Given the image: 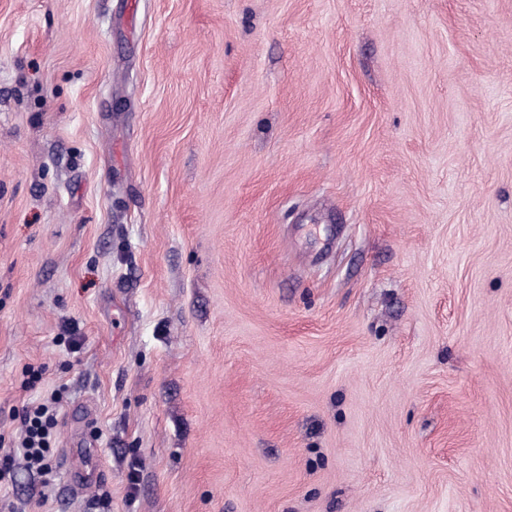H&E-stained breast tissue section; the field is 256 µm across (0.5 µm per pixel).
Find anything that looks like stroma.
I'll return each instance as SVG.
<instances>
[{"label":"stroma","instance_id":"stroma-1","mask_svg":"<svg viewBox=\"0 0 512 512\" xmlns=\"http://www.w3.org/2000/svg\"><path fill=\"white\" fill-rule=\"evenodd\" d=\"M1 456L12 512H512V0H0ZM51 404H56L52 394ZM48 402H37L22 408L20 418L24 435L20 443L23 458L30 470L47 475L52 472L53 439L58 424L55 407Z\"/></svg>","mask_w":512,"mask_h":512}]
</instances>
